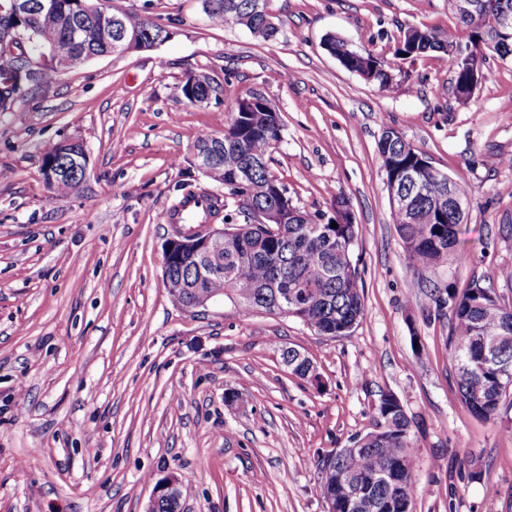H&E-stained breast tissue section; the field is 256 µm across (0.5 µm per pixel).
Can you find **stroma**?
I'll return each mask as SVG.
<instances>
[{
	"label": "stroma",
	"instance_id": "stroma-1",
	"mask_svg": "<svg viewBox=\"0 0 512 512\" xmlns=\"http://www.w3.org/2000/svg\"><path fill=\"white\" fill-rule=\"evenodd\" d=\"M174 32L154 50L104 56L0 112V512H146L154 484L187 479L181 512H324L314 462L374 430L383 393L411 421L414 512H512V409L476 418L448 359L450 314L437 288L479 278L503 303L512 285V62L459 99L446 53H395L410 27L453 30L448 0H267L263 41L213 25L201 0H100ZM383 58V91L345 69L328 36ZM217 97L188 103L190 74ZM251 91L278 110L270 170L294 204L357 225L353 262L365 316L348 337L223 299L188 312L163 284L168 215L197 175L198 135L223 134ZM399 131L469 188L468 256L410 266L392 222L377 144ZM83 141L78 192L41 174L54 143ZM293 347L321 385L290 373Z\"/></svg>",
	"mask_w": 512,
	"mask_h": 512
}]
</instances>
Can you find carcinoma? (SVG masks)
Listing matches in <instances>:
<instances>
[{"instance_id": "1", "label": "carcinoma", "mask_w": 512, "mask_h": 512, "mask_svg": "<svg viewBox=\"0 0 512 512\" xmlns=\"http://www.w3.org/2000/svg\"><path fill=\"white\" fill-rule=\"evenodd\" d=\"M46 12H31L20 20L0 13V35L14 25L33 35L52 32L62 40L76 41L68 69L77 70L89 61V51L107 52L97 41L103 9L94 0H52ZM456 19L453 31L416 28L404 33L398 55L405 59L442 52L457 43L471 54L512 58V0H483L473 14L460 12L456 0H448ZM202 8L215 25L232 23L242 26L254 36L269 41L276 28L266 24V0H202ZM123 26L130 33H150L162 41L170 30L134 12L121 13ZM327 46L344 61L347 69L358 72L378 68L374 83L386 90L392 75L383 61L369 52L356 50L343 40L331 37ZM12 69L10 84L0 83V98L23 99L34 90L51 82L57 73L52 65H42L40 76L30 77L28 63L20 56L5 55L0 46V71ZM230 122L224 144H216L215 136L201 134L194 143L200 150L217 152L208 179L224 187L237 199L239 210L250 217L270 209L275 197L267 191L275 176L269 169L272 142L281 140L282 124L265 106L245 107L238 102L230 110ZM381 160L402 158L418 165L423 152L407 142L399 132L389 129L378 142ZM51 192L65 196L79 187L72 176L46 184ZM410 208H391L397 231L404 244L409 264L427 268L460 260L465 256L462 226L465 215L448 206L452 195L468 203L466 184L426 176L418 189H406ZM324 216L298 209L293 224L278 225L272 237L261 224H232L229 215L224 223L235 233L224 238V246L216 247L207 257L205 276H200L195 263L185 257L170 268L164 286L173 301L187 311L198 307L200 300L226 298L246 310L274 313L281 297L295 290L303 292V304L296 319L320 336L343 338L352 335L364 316V293L352 252L356 240V224L345 223V216L336 213L334 222L323 223ZM446 297L430 294L437 308L448 305L451 327L448 354L455 370V383L462 401L479 418H497L504 409L512 408V306L499 301L492 288L480 279L472 280L462 291L445 290ZM378 425L380 439L366 444L367 453L340 455L331 462L319 457L315 461L319 485H328L341 498L350 497L354 488L336 476L345 472L371 475L385 467H398L407 474L404 481L393 485H366L369 493L380 501L414 499L413 457L409 447L410 420L403 408L381 398ZM186 478L179 477L174 494L161 498L154 512H180V500Z\"/></svg>"}]
</instances>
